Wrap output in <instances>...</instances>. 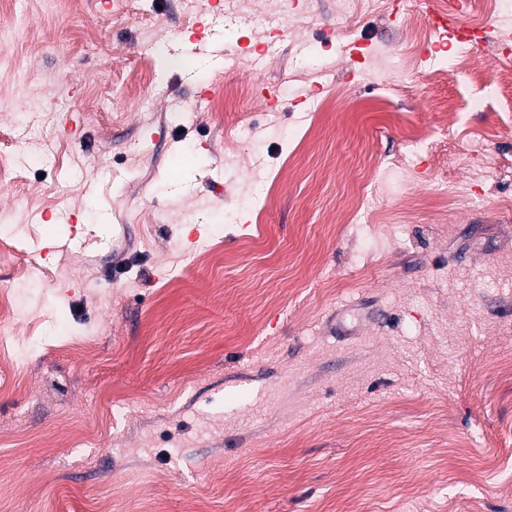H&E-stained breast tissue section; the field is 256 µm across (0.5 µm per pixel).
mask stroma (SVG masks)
Here are the masks:
<instances>
[{"label":"stroma","instance_id":"stroma-1","mask_svg":"<svg viewBox=\"0 0 512 512\" xmlns=\"http://www.w3.org/2000/svg\"><path fill=\"white\" fill-rule=\"evenodd\" d=\"M222 2L0 0V512H512V92L359 79L428 41L398 0Z\"/></svg>","mask_w":512,"mask_h":512}]
</instances>
